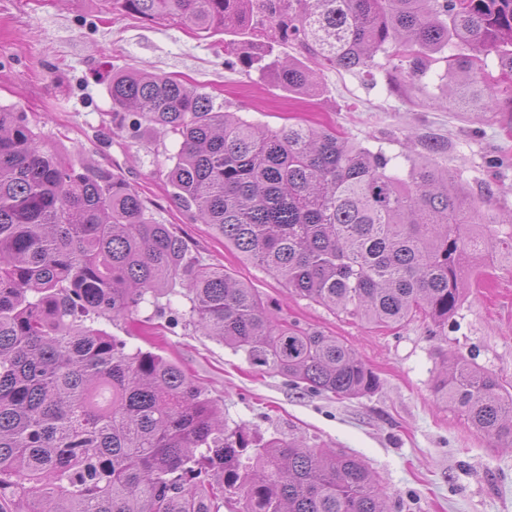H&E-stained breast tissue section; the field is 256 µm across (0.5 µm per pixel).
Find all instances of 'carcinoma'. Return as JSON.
I'll return each instance as SVG.
<instances>
[{
    "instance_id": "obj_1",
    "label": "carcinoma",
    "mask_w": 512,
    "mask_h": 512,
    "mask_svg": "<svg viewBox=\"0 0 512 512\" xmlns=\"http://www.w3.org/2000/svg\"><path fill=\"white\" fill-rule=\"evenodd\" d=\"M202 37L270 29L244 65L290 92L316 67L382 68L460 112L512 110L486 56L512 78V0H113ZM303 45L308 66L276 51ZM464 51L447 55L448 45ZM112 123L173 136L166 178L190 216L297 295L376 327L422 317L448 326L465 268L495 253L512 265V213L483 209L428 156L406 174L335 129L260 128L176 78L112 72ZM181 285L195 328L289 385L338 398L379 378L342 340L278 322L260 293L188 255L114 172L42 151L28 115L0 108V512H387L358 458L224 428V411L175 362L126 350L97 327ZM480 434L512 449V393L461 355L434 384Z\"/></svg>"
}]
</instances>
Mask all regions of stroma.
<instances>
[{"label":"stroma","mask_w":512,"mask_h":512,"mask_svg":"<svg viewBox=\"0 0 512 512\" xmlns=\"http://www.w3.org/2000/svg\"><path fill=\"white\" fill-rule=\"evenodd\" d=\"M224 40L114 10L109 0H0V107L27 113L45 152L122 175L155 220L186 241L191 256L257 288L278 321L339 337L380 387L353 399L293 388L287 378L251 365L243 352L195 331L179 286L159 307L142 308V321H106L103 329L128 350L179 364L223 407L228 428L360 457L389 512H512V450L478 433L433 390L443 357L457 353L512 391V266L481 265L441 334L421 318L370 328L336 315L190 219L165 176L175 141L113 128L109 84L118 67L175 77L204 87L225 111L259 126L333 127L401 164L423 155L426 141L440 140L437 162L470 188L490 184L487 207L498 214L512 212V166L498 170L487 162L512 147V112L434 108L425 93L389 89L382 71L369 77L323 68L314 93H291L272 77L225 65Z\"/></svg>","instance_id":"obj_1"}]
</instances>
